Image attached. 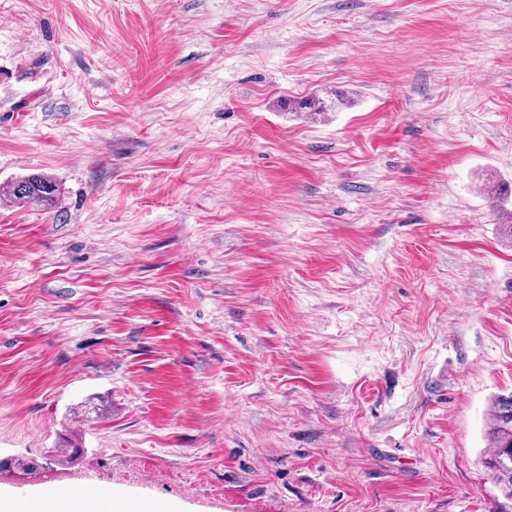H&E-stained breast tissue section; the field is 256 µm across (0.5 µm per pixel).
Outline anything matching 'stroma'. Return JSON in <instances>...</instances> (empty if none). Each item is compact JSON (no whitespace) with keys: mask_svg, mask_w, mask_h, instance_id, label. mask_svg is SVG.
<instances>
[{"mask_svg":"<svg viewBox=\"0 0 512 512\" xmlns=\"http://www.w3.org/2000/svg\"><path fill=\"white\" fill-rule=\"evenodd\" d=\"M488 174L512 0H0V461L71 441L27 495L135 512H512ZM6 192L10 203L18 207L51 206L59 197L56 182L42 173H31L14 179L7 185ZM485 434L489 444L482 463L502 493L512 498V396L493 399ZM87 493H91L98 499L101 512H124L123 502L112 498L92 479L76 488L62 487L44 501L20 495L9 500L7 506L12 510L23 509L27 512H83Z\"/></svg>","mask_w":512,"mask_h":512,"instance_id":"stroma-1","label":"stroma"}]
</instances>
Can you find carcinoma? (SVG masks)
<instances>
[{
    "mask_svg": "<svg viewBox=\"0 0 512 512\" xmlns=\"http://www.w3.org/2000/svg\"><path fill=\"white\" fill-rule=\"evenodd\" d=\"M336 107V102L323 98H307L297 102L293 109L301 112L325 113ZM10 203L50 206L57 201L56 182L42 173H31L14 179L6 187ZM489 444L483 465L495 476L502 493L512 498V396H500L492 401L491 414L486 423Z\"/></svg>",
    "mask_w": 512,
    "mask_h": 512,
    "instance_id": "carcinoma-1",
    "label": "carcinoma"
}]
</instances>
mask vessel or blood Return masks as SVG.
Here are the masks:
<instances>
[{
    "label": "vessel or blood",
    "instance_id": "b4317fda",
    "mask_svg": "<svg viewBox=\"0 0 512 512\" xmlns=\"http://www.w3.org/2000/svg\"><path fill=\"white\" fill-rule=\"evenodd\" d=\"M89 494L97 498L101 512H124L123 502L91 479L76 487L60 488L45 500L20 495L9 500L8 506L11 512H83L85 497Z\"/></svg>",
    "mask_w": 512,
    "mask_h": 512
}]
</instances>
